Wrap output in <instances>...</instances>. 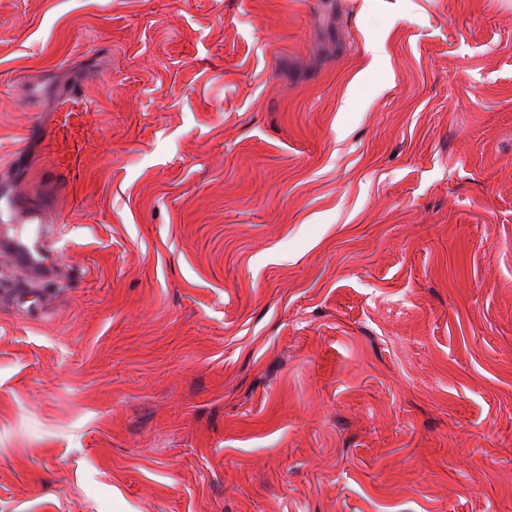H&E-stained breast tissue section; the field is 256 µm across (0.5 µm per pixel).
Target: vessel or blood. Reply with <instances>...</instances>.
<instances>
[{"mask_svg":"<svg viewBox=\"0 0 512 512\" xmlns=\"http://www.w3.org/2000/svg\"><path fill=\"white\" fill-rule=\"evenodd\" d=\"M0 223L7 227L0 233V251L27 277L50 281L53 262L42 244L43 210L29 201L26 190L0 186Z\"/></svg>","mask_w":512,"mask_h":512,"instance_id":"obj_1","label":"vessel or blood"}]
</instances>
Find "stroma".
<instances>
[{"mask_svg":"<svg viewBox=\"0 0 512 512\" xmlns=\"http://www.w3.org/2000/svg\"><path fill=\"white\" fill-rule=\"evenodd\" d=\"M17 144L0 512H512V0H0ZM0 223L13 224L1 233V249L14 267L29 278L44 282L52 278L53 262L42 244L43 209L29 201L26 190L19 186L2 184Z\"/></svg>","mask_w":512,"mask_h":512,"instance_id":"1","label":"stroma"}]
</instances>
